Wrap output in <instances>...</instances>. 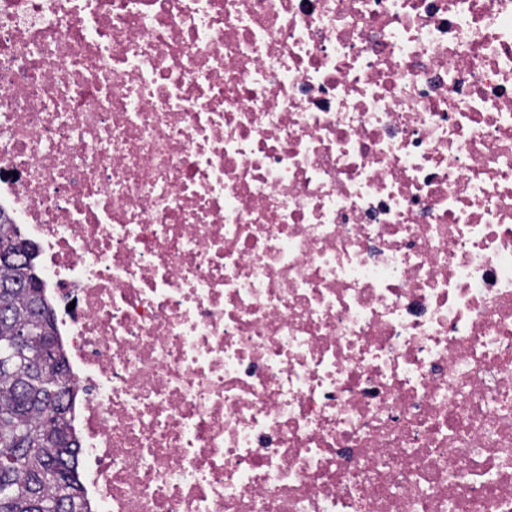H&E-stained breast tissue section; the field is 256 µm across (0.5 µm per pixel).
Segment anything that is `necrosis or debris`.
Returning <instances> with one entry per match:
<instances>
[{
	"mask_svg": "<svg viewBox=\"0 0 512 512\" xmlns=\"http://www.w3.org/2000/svg\"><path fill=\"white\" fill-rule=\"evenodd\" d=\"M0 210L89 512H512V0H0Z\"/></svg>",
	"mask_w": 512,
	"mask_h": 512,
	"instance_id": "1",
	"label": "necrosis or debris"
}]
</instances>
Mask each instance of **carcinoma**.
Wrapping results in <instances>:
<instances>
[{
  "mask_svg": "<svg viewBox=\"0 0 512 512\" xmlns=\"http://www.w3.org/2000/svg\"><path fill=\"white\" fill-rule=\"evenodd\" d=\"M16 251L0 261V512H86L65 356L43 352L44 341L58 342L54 321L26 340L15 335L36 307L52 311L43 289L30 298L36 266L28 249Z\"/></svg>",
  "mask_w": 512,
  "mask_h": 512,
  "instance_id": "cac0c4a2",
  "label": "carcinoma"
}]
</instances>
